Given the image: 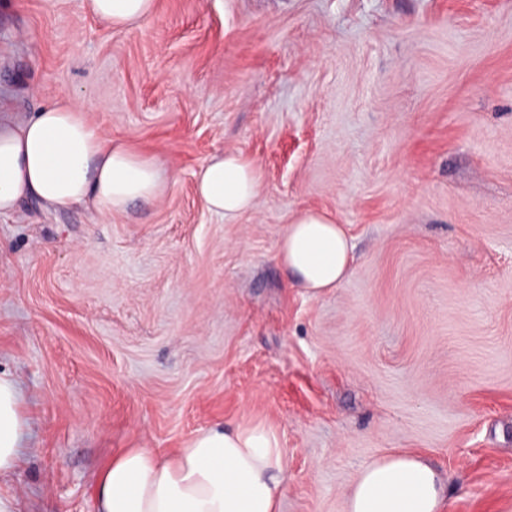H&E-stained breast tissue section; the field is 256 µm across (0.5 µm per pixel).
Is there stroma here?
I'll list each match as a JSON object with an SVG mask.
<instances>
[{
    "mask_svg": "<svg viewBox=\"0 0 512 512\" xmlns=\"http://www.w3.org/2000/svg\"><path fill=\"white\" fill-rule=\"evenodd\" d=\"M115 30L84 0H0V94H67L172 175L112 215H0V370L19 379L20 512H93L103 462L262 422L279 512H345L367 462L424 454L448 512H512V0H156ZM242 154L253 206L196 174ZM346 226L311 297L289 218ZM196 188L209 211L232 220L251 208L259 193L260 174L240 154L228 153L199 169ZM351 249L341 224L327 213L307 210L291 218L278 259L305 293L317 297L348 276Z\"/></svg>",
    "mask_w": 512,
    "mask_h": 512,
    "instance_id": "35a3bbf8",
    "label": "stroma"
}]
</instances>
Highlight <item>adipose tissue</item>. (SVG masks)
Returning a JSON list of instances; mask_svg holds the SVG:
<instances>
[{"mask_svg":"<svg viewBox=\"0 0 512 512\" xmlns=\"http://www.w3.org/2000/svg\"><path fill=\"white\" fill-rule=\"evenodd\" d=\"M89 13L115 29L138 23L155 0H85ZM0 97V215L27 199L55 207L92 205L104 214L134 200L161 198L170 175L148 155L104 137L81 106L61 95L39 112L12 118ZM197 193L211 212L232 220L259 193L256 166L237 153L210 160L197 173ZM279 261L309 296L336 287L350 272L351 245L327 213L294 215ZM27 422L18 380L0 371V481L13 477L24 454ZM287 459L264 423L213 425L185 447L126 448L102 466L93 495L97 512H278ZM346 512H446L443 482L420 455L395 452L363 465Z\"/></svg>","mask_w":512,"mask_h":512,"instance_id":"1","label":"adipose tissue"}]
</instances>
